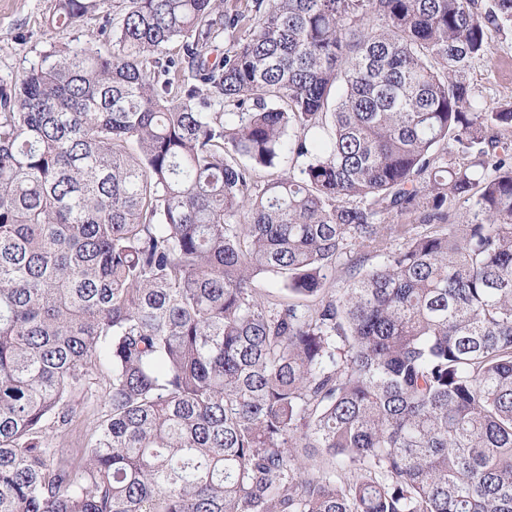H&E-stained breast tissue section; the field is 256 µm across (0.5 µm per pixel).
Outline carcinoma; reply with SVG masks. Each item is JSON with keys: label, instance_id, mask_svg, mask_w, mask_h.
Segmentation results:
<instances>
[{"label": "carcinoma", "instance_id": "carcinoma-1", "mask_svg": "<svg viewBox=\"0 0 512 512\" xmlns=\"http://www.w3.org/2000/svg\"><path fill=\"white\" fill-rule=\"evenodd\" d=\"M47 23L0 79V512H512V102L462 77L512 0ZM89 439V428L83 418L75 419L62 430L57 441L65 448H81Z\"/></svg>", "mask_w": 512, "mask_h": 512}]
</instances>
